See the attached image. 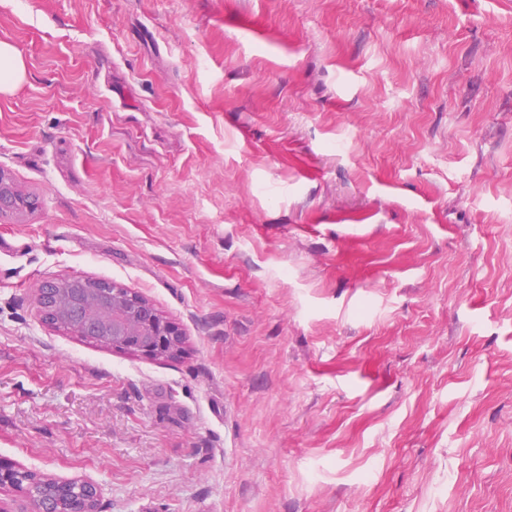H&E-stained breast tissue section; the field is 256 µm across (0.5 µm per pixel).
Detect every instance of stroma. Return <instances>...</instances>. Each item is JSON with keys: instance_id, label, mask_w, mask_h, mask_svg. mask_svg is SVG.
I'll list each match as a JSON object with an SVG mask.
<instances>
[{"instance_id": "stroma-1", "label": "stroma", "mask_w": 512, "mask_h": 512, "mask_svg": "<svg viewBox=\"0 0 512 512\" xmlns=\"http://www.w3.org/2000/svg\"><path fill=\"white\" fill-rule=\"evenodd\" d=\"M0 462L98 512H512V0H0ZM281 275H273V268ZM104 279L173 358L43 323ZM23 76V63L18 52L8 44L0 43V91L9 90Z\"/></svg>"}]
</instances>
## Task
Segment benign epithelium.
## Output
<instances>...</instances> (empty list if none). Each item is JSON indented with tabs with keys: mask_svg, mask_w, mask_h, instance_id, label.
Returning <instances> with one entry per match:
<instances>
[{
	"mask_svg": "<svg viewBox=\"0 0 512 512\" xmlns=\"http://www.w3.org/2000/svg\"><path fill=\"white\" fill-rule=\"evenodd\" d=\"M68 303L78 310L93 306L94 315L83 321L86 334L104 337L115 349L152 358L170 357L180 349L177 328L146 299L125 288L114 285L112 293L101 298L71 290Z\"/></svg>",
	"mask_w": 512,
	"mask_h": 512,
	"instance_id": "7a95c632",
	"label": "benign epithelium"
}]
</instances>
